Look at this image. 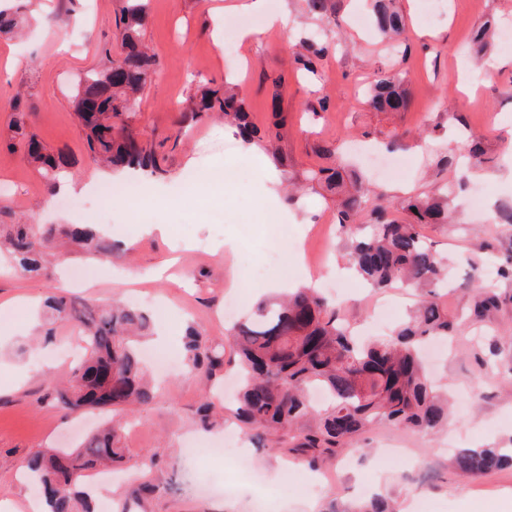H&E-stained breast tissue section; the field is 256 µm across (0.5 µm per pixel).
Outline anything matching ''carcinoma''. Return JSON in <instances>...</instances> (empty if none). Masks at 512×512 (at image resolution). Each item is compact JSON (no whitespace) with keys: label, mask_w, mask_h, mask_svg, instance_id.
Instances as JSON below:
<instances>
[{"label":"carcinoma","mask_w":512,"mask_h":512,"mask_svg":"<svg viewBox=\"0 0 512 512\" xmlns=\"http://www.w3.org/2000/svg\"><path fill=\"white\" fill-rule=\"evenodd\" d=\"M147 0H124L122 40L125 53L109 65L88 71L79 83L76 114L85 130L92 160L112 168H133L154 177L167 174L154 150L143 147L113 118L132 110L152 75L154 57L142 42ZM309 12L321 21L336 15V0H306ZM371 23L383 38H407L396 0H372ZM328 51L322 45L294 62L310 73ZM410 99L402 82L380 76L371 88V104L378 112H401ZM220 112L245 141L258 139L245 100L228 85L207 87L190 110L194 122ZM12 139L24 148L50 189L63 171L46 148L26 132V115L16 114ZM307 179L325 181L341 196L336 224L349 239V260L358 275L375 290L417 288L420 299L408 318L386 339L352 335L338 310L310 288L259 302L251 320L230 331L231 353L239 362L241 387L235 396V414L252 437L277 436L291 451L306 457L308 465L341 448L361 445L362 436L378 425L398 430L434 433L448 425V399L433 384L422 357V345L457 335L461 322L491 323L502 300L493 288L472 287L466 314L448 315L442 298L447 271L420 228L446 224L448 198L417 196L389 200L373 207L375 222L360 223L375 191L359 185L344 191L339 172L310 170ZM399 208L408 222L386 218ZM0 238L21 270L40 274L54 245L61 240L89 253L106 255L111 246L89 224H0ZM45 323L74 321L83 328L84 356L72 368L66 385L52 384V400L68 414L85 409H117L145 405L155 393L144 378L139 345L149 335L148 317L137 307L113 304L96 309L64 294L49 296L43 308ZM189 371L202 368L212 375L224 366V347H207L191 332L184 346ZM327 395V406L316 409L312 389ZM125 457L122 435L111 420L73 449L48 448L27 457L25 470L37 483L47 512H99L84 489L91 470L119 465ZM457 476L472 478L512 466V448H464L451 459ZM332 512H396L383 494Z\"/></svg>","instance_id":"1"}]
</instances>
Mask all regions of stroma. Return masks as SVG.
I'll return each instance as SVG.
<instances>
[{"label": "stroma", "mask_w": 512, "mask_h": 512, "mask_svg": "<svg viewBox=\"0 0 512 512\" xmlns=\"http://www.w3.org/2000/svg\"><path fill=\"white\" fill-rule=\"evenodd\" d=\"M236 0H149L143 42L155 55L154 73L133 111L120 125L144 145L160 146L165 177L139 170L113 172L93 163L78 123L74 95L80 78L123 52L122 0H32L21 36L0 34V224L23 216L38 224H95L112 243L98 262L72 245H61L63 260L33 277L0 256V503L8 512H35L38 497L21 465L45 448H72L95 426L94 414H65L44 396L49 380L72 364L61 355L77 348L70 323L58 325L51 340L20 339L29 315L47 295L66 289L79 266L96 265L98 275L77 294L91 305L144 298V311L168 341L161 351L176 370L151 404L139 408L123 430L133 474L113 480L102 498L117 496L129 512H326L336 501L391 490L401 512H512V469L460 480L449 466L458 448L507 444L512 439V281L496 279L504 302L497 366L482 370L473 344L483 332L461 328L446 359L431 368L453 401V418L436 436L405 433L412 455L391 460L382 443L396 429L378 426L365 435L370 452L352 462L326 458L309 469L273 441L243 439L252 462L235 473L229 454L214 455L225 433L237 432L232 412L223 427L205 432L198 410L205 386L233 384L237 364L228 360L213 376L181 368L182 340L194 327L206 344L224 342L233 322L247 316L268 284L312 286L337 304L348 322L374 336L390 333L411 304L403 291H372L349 270L348 242L334 224L336 199L320 184L306 185L296 198L287 182L305 183L309 169L346 164V175L369 176L349 147L364 142L391 161L375 178L379 192L396 200L447 188L451 223L423 227L422 233L445 260L456 283L445 304L456 314L470 301L465 288L471 270L512 254V224L493 222L497 206L512 205V50L492 51L501 60L493 79L470 82L484 62L472 58V37L485 21L512 30V0H440L433 23L422 19V0H397L409 39L400 49L357 26L370 0H337L335 23L321 24L304 0H265L261 11L239 10ZM289 10L294 27H269L268 17ZM250 39H242V32ZM331 40L316 74L297 71L293 53L302 42ZM403 78L410 104L403 112H378L365 89L380 75ZM236 84L251 122L267 129L273 111L284 120L275 154L250 151L221 113L189 123L184 113L210 84ZM27 116V130L84 189L50 194L22 148L12 145L15 107ZM484 155L476 174L457 179L440 160L467 155L472 138ZM234 171L219 188L194 181L200 168ZM284 174L275 186L271 175ZM112 186L110 197L94 192ZM138 184L166 235L144 234L136 208L124 193ZM237 242L232 254L220 249ZM304 257H289L295 241ZM138 279L123 284L128 272Z\"/></svg>", "instance_id": "stroma-1"}]
</instances>
